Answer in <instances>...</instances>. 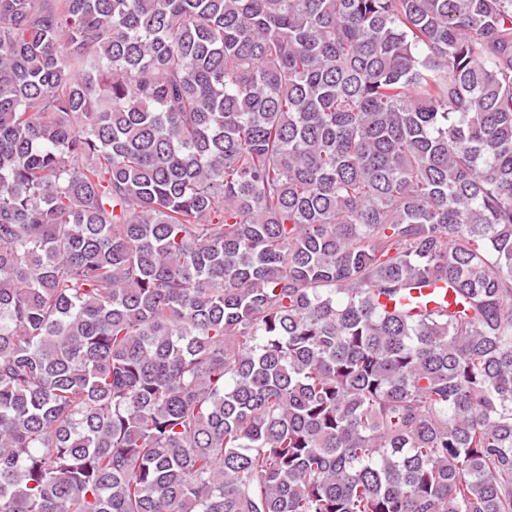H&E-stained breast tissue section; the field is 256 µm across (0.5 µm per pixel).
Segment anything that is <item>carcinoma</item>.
<instances>
[{
	"label": "carcinoma",
	"mask_w": 512,
	"mask_h": 512,
	"mask_svg": "<svg viewBox=\"0 0 512 512\" xmlns=\"http://www.w3.org/2000/svg\"><path fill=\"white\" fill-rule=\"evenodd\" d=\"M0 512H512V0H0Z\"/></svg>",
	"instance_id": "1"
}]
</instances>
